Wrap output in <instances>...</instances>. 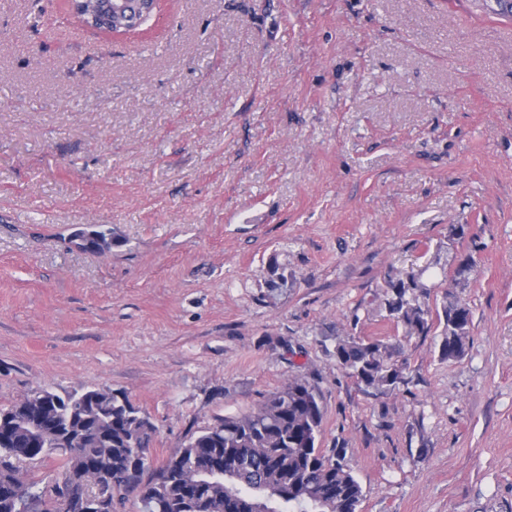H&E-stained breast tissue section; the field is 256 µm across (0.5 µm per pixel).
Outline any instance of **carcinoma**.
I'll return each instance as SVG.
<instances>
[{
    "mask_svg": "<svg viewBox=\"0 0 512 512\" xmlns=\"http://www.w3.org/2000/svg\"><path fill=\"white\" fill-rule=\"evenodd\" d=\"M418 272L386 282L383 307L405 336L442 328L439 356L462 358L473 327L471 309L443 294L440 308L421 300L427 285ZM394 347L379 339L348 336L333 357L367 387L401 380ZM20 416L0 429V512L64 492L59 512H83L91 497H106L112 512L134 493L142 512H359L363 489L345 464V449L319 446L324 418L316 388L292 378L255 411L224 416L194 431L181 449L143 480L154 426L122 393L91 389L60 396L45 391L37 408L23 399L0 415ZM61 465L41 484L32 468L52 455Z\"/></svg>",
    "mask_w": 512,
    "mask_h": 512,
    "instance_id": "1",
    "label": "carcinoma"
}]
</instances>
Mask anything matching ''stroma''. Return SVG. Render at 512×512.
I'll use <instances>...</instances> for the list:
<instances>
[{"label":"stroma","mask_w":512,"mask_h":512,"mask_svg":"<svg viewBox=\"0 0 512 512\" xmlns=\"http://www.w3.org/2000/svg\"><path fill=\"white\" fill-rule=\"evenodd\" d=\"M494 0H163L140 33L0 0V408L124 393L158 468L314 385L361 512H512V19ZM112 231L104 253L71 233ZM477 270L465 356L386 281ZM288 286L270 290L273 273ZM399 345L374 390L338 339Z\"/></svg>","instance_id":"1"}]
</instances>
